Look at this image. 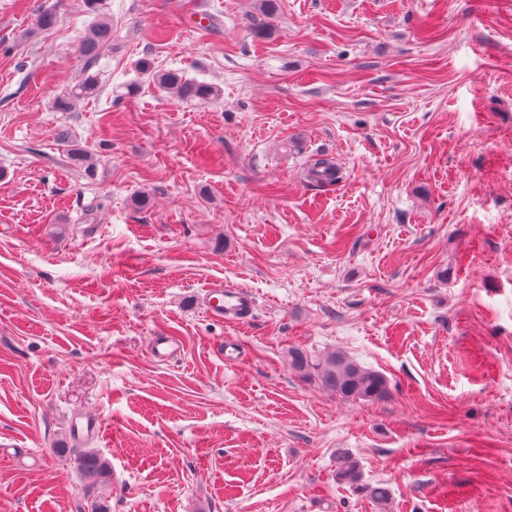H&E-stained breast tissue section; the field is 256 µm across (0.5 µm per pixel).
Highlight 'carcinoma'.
<instances>
[{
    "label": "carcinoma",
    "mask_w": 512,
    "mask_h": 512,
    "mask_svg": "<svg viewBox=\"0 0 512 512\" xmlns=\"http://www.w3.org/2000/svg\"><path fill=\"white\" fill-rule=\"evenodd\" d=\"M83 3L86 13L93 17L79 44L85 78L56 97L53 108L58 112H73L79 103L98 93L100 78L93 68L112 52V18L108 0H83ZM279 9L280 0H261L260 16L253 19L254 29L258 32L265 30L268 20ZM134 71L138 79L125 85L129 96L138 92L141 78L152 82L158 91L183 102H208L220 95L215 86L189 78L180 70L162 69L147 56L136 61ZM308 177L320 184H331L336 180V169L329 161L316 159L309 167ZM290 366L306 377H317L325 388L343 398L382 401L390 396L388 380L382 373L366 368L339 352L317 357L295 349L290 355ZM75 464L93 485L110 480L108 460L95 451L86 450L78 454ZM336 479L351 486H357L361 481L358 462L341 449L336 450Z\"/></svg>",
    "instance_id": "cac0c4a2"
}]
</instances>
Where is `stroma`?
Returning <instances> with one entry per match:
<instances>
[{"instance_id": "stroma-1", "label": "stroma", "mask_w": 512, "mask_h": 512, "mask_svg": "<svg viewBox=\"0 0 512 512\" xmlns=\"http://www.w3.org/2000/svg\"><path fill=\"white\" fill-rule=\"evenodd\" d=\"M109 3L99 93L57 112L82 0H0V512H383L340 448L384 512H512V0H281L266 33L259 0ZM146 55L220 97L123 96ZM206 307L213 317L241 320L253 305L252 296L241 288L224 285L223 281L209 284L205 294ZM290 366L305 377L315 376L328 390L347 399L382 401L390 396L386 377L339 352L320 357L295 349ZM345 449L336 451V479L344 484L358 486L361 481V472L356 459ZM75 464L92 485L104 484L110 480L111 467L108 460L95 451L85 450L79 453L75 458Z\"/></svg>"}]
</instances>
